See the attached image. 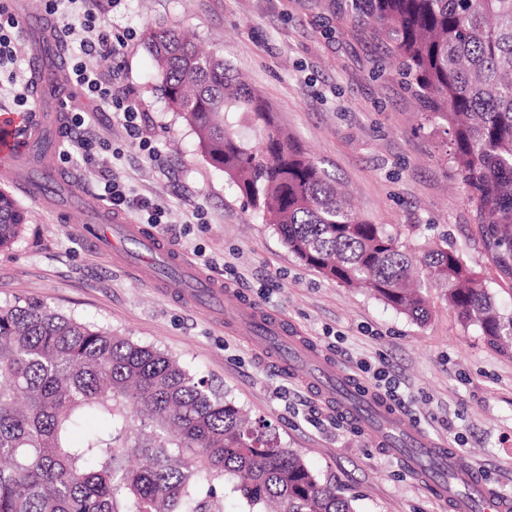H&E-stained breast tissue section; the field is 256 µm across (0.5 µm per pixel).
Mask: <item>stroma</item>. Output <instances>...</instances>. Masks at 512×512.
Listing matches in <instances>:
<instances>
[{
    "label": "stroma",
    "mask_w": 512,
    "mask_h": 512,
    "mask_svg": "<svg viewBox=\"0 0 512 512\" xmlns=\"http://www.w3.org/2000/svg\"><path fill=\"white\" fill-rule=\"evenodd\" d=\"M99 15L114 32L135 37L119 58L94 54L85 63L115 70V89L133 91L160 158L149 162L129 147L111 113L69 85V108L86 115L76 134L119 148L108 163L113 178L163 208L165 239L242 298L281 314L360 387L395 385L410 427L444 439L492 489L512 495V346L463 327L442 289H430L431 314L421 324L298 259L206 162L192 127L169 108L145 31L174 27L222 56L362 217L411 245L445 241L460 249L510 317L512 282L499 278L478 239L449 161L450 136L404 89L388 41L354 18L349 0H101ZM67 169L87 195L68 219L17 198L29 221L16 243L0 249L1 304L38 301L167 351L252 417L269 420L281 445L340 488L356 512H443L373 433L268 364L257 339L219 330L205 313L91 254L70 227L88 223L100 205L97 177L80 160Z\"/></svg>",
    "instance_id": "stroma-1"
}]
</instances>
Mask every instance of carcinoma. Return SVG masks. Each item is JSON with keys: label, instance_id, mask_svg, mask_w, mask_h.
<instances>
[{"label": "carcinoma", "instance_id": "carcinoma-1", "mask_svg": "<svg viewBox=\"0 0 512 512\" xmlns=\"http://www.w3.org/2000/svg\"><path fill=\"white\" fill-rule=\"evenodd\" d=\"M352 9L379 25L421 110L449 128L478 237L511 281L512 0H352ZM146 43L164 97L207 161L300 260L417 322L430 314L414 286L422 271L463 324L492 344L512 338V317L457 249L416 252L357 215L223 59L171 28L148 30ZM226 112L262 137L241 138ZM27 222L0 191V248ZM88 419L98 428L75 440ZM270 428L157 348L42 303L0 304V512H224L226 486L248 512L270 502L280 512H355Z\"/></svg>", "mask_w": 512, "mask_h": 512}]
</instances>
